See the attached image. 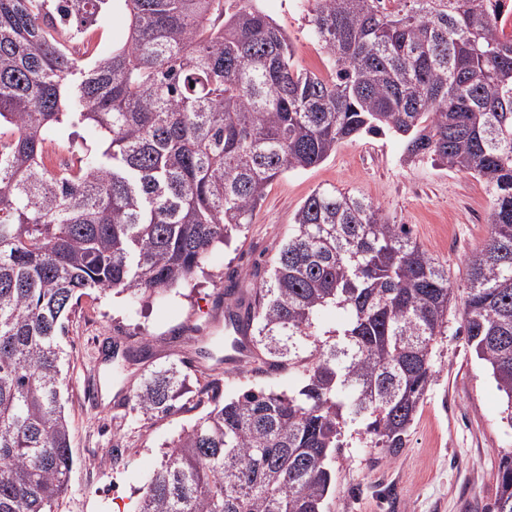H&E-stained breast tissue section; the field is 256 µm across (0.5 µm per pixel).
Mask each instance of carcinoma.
<instances>
[{"label": "carcinoma", "instance_id": "obj_1", "mask_svg": "<svg viewBox=\"0 0 512 512\" xmlns=\"http://www.w3.org/2000/svg\"><path fill=\"white\" fill-rule=\"evenodd\" d=\"M105 2L0 0V512H60L68 491L72 301L187 282L276 178L364 133L486 180L491 232L462 287L366 197L314 190L245 315L229 311L301 386L249 389L182 427L137 512H325L346 431L404 446L458 291L512 424V0H310L327 77L294 65L255 0H124L125 44L88 65L58 25ZM84 124L102 151L74 174L48 167L47 131ZM329 308L343 320L326 330ZM185 388L177 364L153 370L132 410L166 415ZM493 512H512V452Z\"/></svg>", "mask_w": 512, "mask_h": 512}]
</instances>
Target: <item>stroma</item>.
Masks as SVG:
<instances>
[{"label": "stroma", "instance_id": "obj_1", "mask_svg": "<svg viewBox=\"0 0 512 512\" xmlns=\"http://www.w3.org/2000/svg\"><path fill=\"white\" fill-rule=\"evenodd\" d=\"M259 5L287 32L296 65L324 73L325 53L310 36L303 0ZM127 36L124 0H111L101 18L81 34L66 31L63 41L72 51L97 57L124 45ZM100 140L90 125L52 130L46 161L78 168L85 150ZM322 186L365 195L390 223L409 225L455 285L465 277L467 257L489 236L492 198L483 178L409 157L395 135L363 134L341 143L319 165L276 179L252 223L230 244L213 247L188 284L138 304L124 295L82 296L69 312L62 340L73 465L60 512H136L163 447L209 411L214 398L299 386V378L284 371L257 374L248 365L225 370L224 330L212 312L219 292L268 280L297 209ZM461 312V304H454L448 331L435 348L434 379L404 448L388 458L350 438L336 460L326 512H492L499 459L512 452V428L502 420L504 401L493 378L460 331ZM112 343L149 344L150 356L121 367L107 352ZM200 344L212 350V358L199 359ZM173 362L187 387L176 412L137 415L132 398L144 374ZM205 380L214 382L216 395L199 393ZM116 447L122 456H113Z\"/></svg>", "mask_w": 512, "mask_h": 512}]
</instances>
